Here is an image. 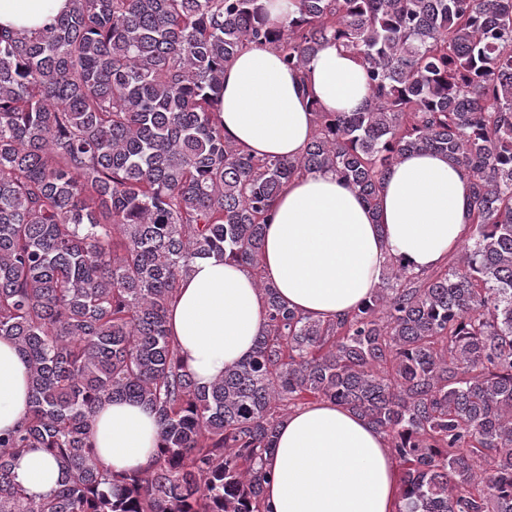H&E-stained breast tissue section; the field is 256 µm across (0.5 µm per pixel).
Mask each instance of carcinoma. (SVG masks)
Masks as SVG:
<instances>
[{"label": "carcinoma", "instance_id": "cac0c4a2", "mask_svg": "<svg viewBox=\"0 0 512 512\" xmlns=\"http://www.w3.org/2000/svg\"><path fill=\"white\" fill-rule=\"evenodd\" d=\"M44 28L0 33V336L30 369L29 410L0 436V512H269L282 419L329 400L384 433L399 512H512V0H293L274 30L260 0H70ZM334 41L363 62L357 112L316 113L300 155L224 137V65L244 46L290 68ZM470 179L460 262L397 261L349 316L323 322L261 273L272 206L298 171L330 169L373 210L404 154ZM256 279L252 353L201 386L167 314L198 259ZM151 409L141 471L97 458L99 405ZM40 448L62 486L13 480Z\"/></svg>", "mask_w": 512, "mask_h": 512}]
</instances>
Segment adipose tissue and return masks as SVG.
Instances as JSON below:
<instances>
[{"label": "adipose tissue", "mask_w": 512, "mask_h": 512, "mask_svg": "<svg viewBox=\"0 0 512 512\" xmlns=\"http://www.w3.org/2000/svg\"><path fill=\"white\" fill-rule=\"evenodd\" d=\"M70 0H0V30L38 29ZM369 95L359 59L322 46L301 70L268 47H244L224 68L219 117L224 135L261 157L299 155L315 134V110L354 112ZM470 182L434 152L404 155L388 170L378 209L329 169L296 174L277 196L263 245V276L299 313L329 321L357 310L397 260L410 271L446 263L468 232ZM264 303L249 271L217 257L195 261L168 312L169 334L185 368L208 385L246 358L263 328ZM29 369L0 337V432L28 411ZM159 444L155 415L125 400L103 402L94 445L120 472L147 467ZM274 473L271 512H398L400 472L384 434L331 401L303 405L280 424L264 456ZM16 483L40 499L59 486L55 460L40 450L18 456Z\"/></svg>", "instance_id": "obj_1"}]
</instances>
